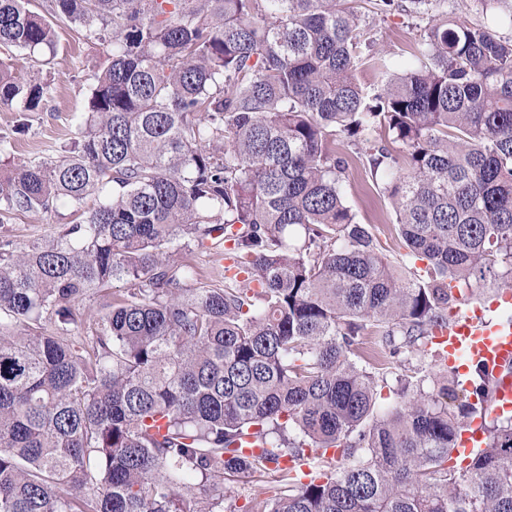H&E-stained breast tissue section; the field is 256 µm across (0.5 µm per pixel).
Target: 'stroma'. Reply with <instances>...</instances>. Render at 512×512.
Here are the masks:
<instances>
[{"instance_id":"stroma-1","label":"stroma","mask_w":512,"mask_h":512,"mask_svg":"<svg viewBox=\"0 0 512 512\" xmlns=\"http://www.w3.org/2000/svg\"><path fill=\"white\" fill-rule=\"evenodd\" d=\"M405 0H395L391 10L382 12L372 0H365L361 10L363 25L368 31L367 53L384 56L387 69L376 72L358 71L357 79L365 86L385 82L401 73L403 67L414 64L413 51L420 43L425 28L432 18L446 15L491 27L506 40L512 39V0H502L499 8L485 9L482 0H433L427 13L416 14L405 10ZM57 50L49 64L24 69L28 78L50 82L52 93L43 111L31 113L24 133H17V115L0 108V136L16 138L17 149L0 155V169L34 161L47 155L49 150L70 147L74 130L70 124L72 114L82 112L103 65V47L97 42L78 39L68 23L55 22ZM336 152L345 156L349 167L343 176L342 187L358 223L368 225L393 261L405 269L420 270L424 261L409 255L407 249L394 237L396 216L391 201L372 179L364 160L343 134H336ZM75 218V208L59 205L48 214L31 212L0 224V239L6 238L24 244L46 239L60 227Z\"/></svg>"}]
</instances>
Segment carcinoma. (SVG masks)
<instances>
[{"mask_svg": "<svg viewBox=\"0 0 512 512\" xmlns=\"http://www.w3.org/2000/svg\"><path fill=\"white\" fill-rule=\"evenodd\" d=\"M28 2L0 0V46L54 51ZM356 2L50 0L106 60L66 154L0 171V223L84 214L0 242V512H221L224 480L271 472L248 512H512L511 420L450 464L490 378L406 375L382 409L358 363L366 336L434 351L457 296L512 277V40L434 18L418 65L369 89ZM49 89L0 60L17 129ZM338 132L426 277L356 221ZM209 241L220 280L169 260ZM308 456L307 482L280 467ZM74 207L61 204L51 214L31 212L19 215L8 224H0V240L11 239L21 245L36 239H48L60 230L62 224H69L76 217Z\"/></svg>", "mask_w": 512, "mask_h": 512, "instance_id": "1", "label": "carcinoma"}]
</instances>
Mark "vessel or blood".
<instances>
[{"mask_svg": "<svg viewBox=\"0 0 512 512\" xmlns=\"http://www.w3.org/2000/svg\"><path fill=\"white\" fill-rule=\"evenodd\" d=\"M446 365L468 373L482 368L492 379L489 397L482 401L460 432L458 451L471 455L484 447V425L512 418V291L492 290L466 301L447 327L433 338Z\"/></svg>", "mask_w": 512, "mask_h": 512, "instance_id": "b4317fda", "label": "vessel or blood"}]
</instances>
